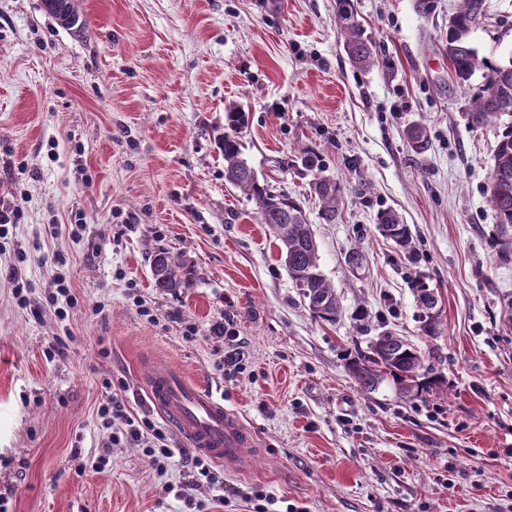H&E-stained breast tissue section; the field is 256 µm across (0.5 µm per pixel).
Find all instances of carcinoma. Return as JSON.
<instances>
[{
  "label": "carcinoma",
  "instance_id": "cac0c4a2",
  "mask_svg": "<svg viewBox=\"0 0 512 512\" xmlns=\"http://www.w3.org/2000/svg\"><path fill=\"white\" fill-rule=\"evenodd\" d=\"M43 4L62 27L72 29L83 25L77 0H43ZM485 12L486 0H459L454 28L448 32V65L459 85L465 87L475 73L481 74V84L471 95L468 107L469 120L474 127L512 117V57L494 62L479 55L470 43V34ZM336 28L351 65L365 69L376 64L374 43L357 19L353 0H336ZM227 121L228 131L219 141L224 156V179L254 202L259 222L267 225L279 241L288 275L305 307L323 321H336L341 306L336 289L321 271L318 244L306 212L298 200L276 194L259 181L244 157L239 138L244 124L243 112L230 109ZM404 135L417 152L429 146L427 133L419 125L408 127ZM301 162L305 168L316 171L311 189L320 202L319 218L324 224L336 223L343 194L341 183L322 175L323 167L313 157L305 155ZM487 194L496 218L491 245L499 259L509 261L512 259V122L503 124L498 134ZM377 223L406 258H414L412 232L399 213L386 209L379 213ZM152 272L156 286L166 291L191 288L194 284L192 272L168 251L154 255ZM414 296L422 331L427 336L435 335L438 297L434 289L418 280L414 284ZM348 371L367 392L375 391L388 376L396 383L399 395L407 400L443 392L444 382L434 374L426 352L390 332L371 340L367 351L348 366Z\"/></svg>",
  "mask_w": 512,
  "mask_h": 512
}]
</instances>
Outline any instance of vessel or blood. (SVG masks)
<instances>
[{
  "mask_svg": "<svg viewBox=\"0 0 512 512\" xmlns=\"http://www.w3.org/2000/svg\"><path fill=\"white\" fill-rule=\"evenodd\" d=\"M146 390L156 410L196 452L233 471L248 469L255 454L253 438L212 391L162 364L149 370Z\"/></svg>",
  "mask_w": 512,
  "mask_h": 512,
  "instance_id": "vessel-or-blood-1",
  "label": "vessel or blood"
}]
</instances>
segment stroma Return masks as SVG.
<instances>
[{"mask_svg": "<svg viewBox=\"0 0 512 512\" xmlns=\"http://www.w3.org/2000/svg\"><path fill=\"white\" fill-rule=\"evenodd\" d=\"M78 3L80 31L42 0H0V209L20 215L0 236V512H253L269 497L268 512H512V262L488 245L499 128L471 126L448 68L458 0H354L376 45L366 70L343 50L336 0ZM487 6L471 44L511 58L512 0ZM233 106L258 178L314 221L336 322L310 314L224 178L216 137ZM411 125L427 152L409 147ZM307 149L346 188L337 223L317 221ZM385 209L409 224L414 259L381 234ZM160 249L192 267L194 288L156 287ZM419 277L441 299L432 338ZM386 331L430 352L446 394L360 388L347 360ZM158 363L223 398L255 438L252 470L225 475L223 498L189 464L157 471L131 444L91 467L106 391L163 426L145 392Z\"/></svg>", "mask_w": 512, "mask_h": 512, "instance_id": "1", "label": "stroma"}]
</instances>
